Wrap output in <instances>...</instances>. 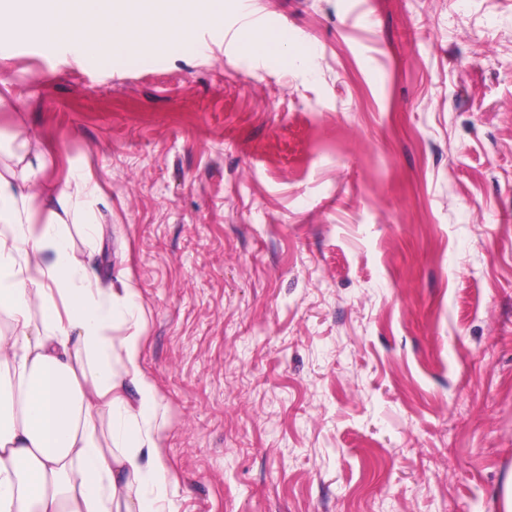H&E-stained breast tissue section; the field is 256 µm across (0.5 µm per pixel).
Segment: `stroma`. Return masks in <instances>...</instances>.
<instances>
[{
  "instance_id": "stroma-1",
  "label": "stroma",
  "mask_w": 512,
  "mask_h": 512,
  "mask_svg": "<svg viewBox=\"0 0 512 512\" xmlns=\"http://www.w3.org/2000/svg\"><path fill=\"white\" fill-rule=\"evenodd\" d=\"M239 0L102 60L0 23V175L129 270L178 512H505L512 0ZM100 235L88 239L83 225Z\"/></svg>"
}]
</instances>
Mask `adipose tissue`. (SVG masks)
Returning <instances> with one entry per match:
<instances>
[{"instance_id": "adipose-tissue-1", "label": "adipose tissue", "mask_w": 512, "mask_h": 512, "mask_svg": "<svg viewBox=\"0 0 512 512\" xmlns=\"http://www.w3.org/2000/svg\"><path fill=\"white\" fill-rule=\"evenodd\" d=\"M223 8L23 0L9 20L18 38L71 42L99 59L186 41ZM29 199L28 186L0 176V313L13 321L0 333V512H177L158 392L130 328L138 290L125 270L117 287H101L64 225L32 221Z\"/></svg>"}]
</instances>
